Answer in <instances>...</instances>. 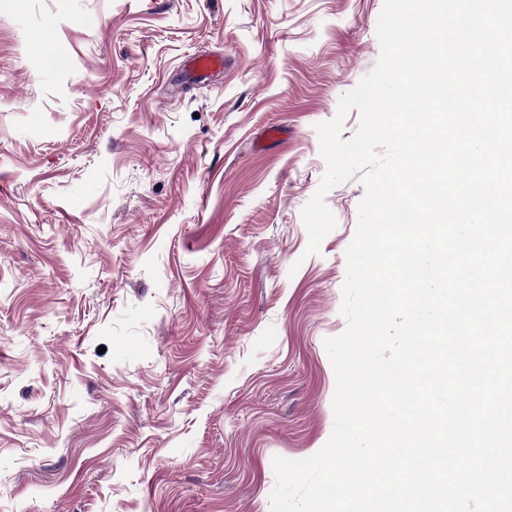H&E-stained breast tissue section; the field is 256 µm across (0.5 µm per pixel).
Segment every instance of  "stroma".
<instances>
[{
    "label": "stroma",
    "instance_id": "stroma-1",
    "mask_svg": "<svg viewBox=\"0 0 512 512\" xmlns=\"http://www.w3.org/2000/svg\"><path fill=\"white\" fill-rule=\"evenodd\" d=\"M383 4L0 0V512H270L327 443L365 189L301 210Z\"/></svg>",
    "mask_w": 512,
    "mask_h": 512
}]
</instances>
